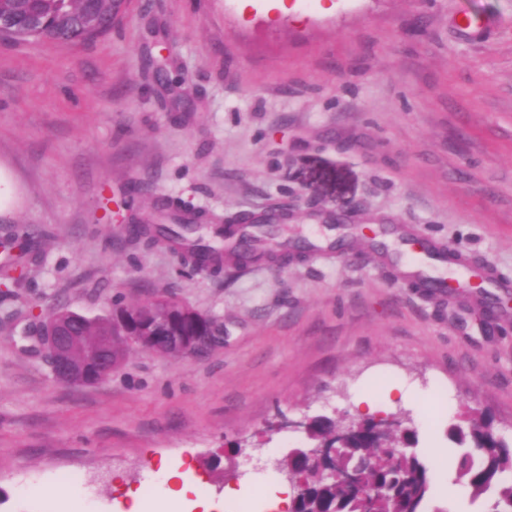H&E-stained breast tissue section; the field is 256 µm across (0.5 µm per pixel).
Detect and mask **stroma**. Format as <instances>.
Masks as SVG:
<instances>
[{"label":"stroma","mask_w":512,"mask_h":512,"mask_svg":"<svg viewBox=\"0 0 512 512\" xmlns=\"http://www.w3.org/2000/svg\"><path fill=\"white\" fill-rule=\"evenodd\" d=\"M0 170V235L39 254L0 303V512H127L132 491L161 512L163 469L181 512H225V488L252 484L235 512H278L275 462L312 444L300 421L365 420V394L443 460L423 512H488L448 428L471 408L512 441V0H132L92 43L0 38ZM164 198L350 244L194 271L113 219L155 223ZM391 224L488 273L506 312L417 287L395 237L376 253L360 236ZM163 291L223 341L133 348L74 387L25 333L61 306L96 317Z\"/></svg>","instance_id":"35a3bbf8"}]
</instances>
